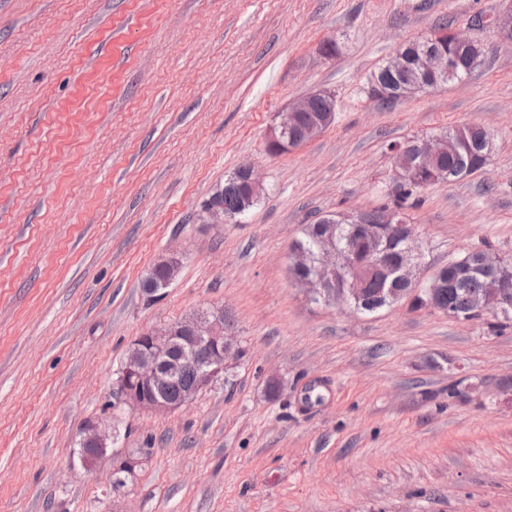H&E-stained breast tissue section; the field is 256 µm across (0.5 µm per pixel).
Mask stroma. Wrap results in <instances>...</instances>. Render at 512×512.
<instances>
[{
	"label": "stroma",
	"instance_id": "obj_1",
	"mask_svg": "<svg viewBox=\"0 0 512 512\" xmlns=\"http://www.w3.org/2000/svg\"><path fill=\"white\" fill-rule=\"evenodd\" d=\"M506 2L0 0V512H512V325L316 301L289 259L304 225L386 202L390 143L462 124L491 163L408 211L418 277L485 243L512 256V45L470 26ZM446 20L481 64L378 101L374 72ZM316 92L335 121L270 155L278 113ZM244 164L258 203L210 223ZM213 307L244 352L223 381L167 412L115 401L137 336ZM90 420L146 451L123 487L112 458H78ZM182 264V255L179 253H171L163 257L151 270L149 276L143 283L144 291L147 292L149 288H163L159 287L160 284L166 279V272L162 268H166L169 272V277L165 282V287H168L176 278ZM162 266V267H159Z\"/></svg>",
	"mask_w": 512,
	"mask_h": 512
}]
</instances>
